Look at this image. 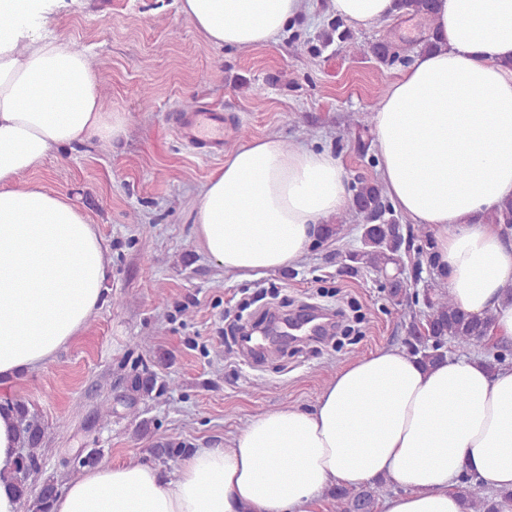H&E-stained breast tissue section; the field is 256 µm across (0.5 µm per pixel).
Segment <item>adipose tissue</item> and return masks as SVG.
<instances>
[{
  "mask_svg": "<svg viewBox=\"0 0 512 512\" xmlns=\"http://www.w3.org/2000/svg\"><path fill=\"white\" fill-rule=\"evenodd\" d=\"M49 0H0V381L46 366L102 305L111 250L68 195L28 183L61 148L125 135L104 111L84 51L22 20ZM441 43L416 51L373 116L378 172L393 204L435 241V270L466 313L492 317L512 343V234L486 217L512 197V0H437ZM315 0H181L217 46L274 43ZM354 27L397 17L395 0H331ZM339 157L275 137L234 150L201 187L198 243L249 279L302 262L321 224L348 206ZM19 449L0 409V512H20L10 475ZM512 489V364L468 353L422 367L382 347L341 368L306 410L253 415L230 447L196 448L176 477L140 461L85 469L51 512H309L329 489L390 481L381 512H464L463 473Z\"/></svg>",
  "mask_w": 512,
  "mask_h": 512,
  "instance_id": "ef3b65f1",
  "label": "adipose tissue"
}]
</instances>
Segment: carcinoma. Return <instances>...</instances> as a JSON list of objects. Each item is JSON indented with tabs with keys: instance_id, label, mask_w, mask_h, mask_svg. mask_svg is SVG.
Listing matches in <instances>:
<instances>
[{
	"instance_id": "obj_1",
	"label": "carcinoma",
	"mask_w": 512,
	"mask_h": 512,
	"mask_svg": "<svg viewBox=\"0 0 512 512\" xmlns=\"http://www.w3.org/2000/svg\"><path fill=\"white\" fill-rule=\"evenodd\" d=\"M400 8L409 9L428 22V31L421 41V48L437 46V33L434 31V8L432 0H400ZM318 41L324 48L334 44L352 56L369 55L377 63L392 66L406 63L407 56L401 46L390 36L377 42L364 45L339 18H331L325 25ZM373 112L363 111L353 116L348 130L357 133L358 147L365 149L361 132L369 129ZM352 201L362 213L375 214V227H362L361 248L345 255L344 269L349 274L357 273L363 267H370L387 276L388 265L400 266L404 239L399 234V217L389 202L382 185L374 180L360 179L352 185ZM486 221L491 224L512 226V198L504 201ZM425 298L431 310L432 329L428 336H422L414 321H409L411 340L407 342L408 352L425 366H434L446 357L445 347L451 343L465 352L478 351L485 346L491 318L483 319L468 315L459 308L448 294L443 282H430L426 285ZM132 399L149 397L154 392H162L163 386L155 377L138 373L128 383ZM16 413L22 453L18 456L11 474L14 491L21 504L28 506L29 512H51L58 494L57 485L47 480L39 489L35 482L42 472L40 448L45 437V428L22 400L7 402ZM151 452L154 458L164 464L175 462L189 453V448L181 442L165 441L157 443ZM336 512H373L376 490L371 487L353 488L338 486L331 490ZM461 496L467 512H504L512 504V490L490 491L481 481H464Z\"/></svg>"
}]
</instances>
